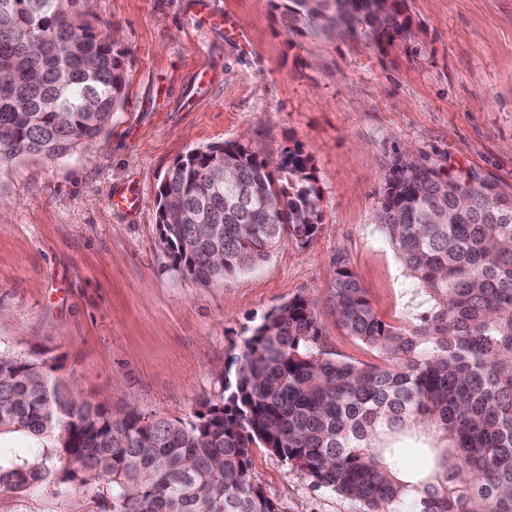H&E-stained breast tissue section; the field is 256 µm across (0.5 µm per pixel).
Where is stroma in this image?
<instances>
[{
  "mask_svg": "<svg viewBox=\"0 0 512 512\" xmlns=\"http://www.w3.org/2000/svg\"><path fill=\"white\" fill-rule=\"evenodd\" d=\"M208 2L244 25L245 45L194 25L198 0H77L79 19L113 38L122 106L90 149L0 169V354L54 359L116 417L185 419L218 400L244 339L299 297L322 351L380 362L327 299L341 254L385 322L408 329L429 309L375 219L396 165L472 169L512 191V0H405L407 32L369 39L290 29L282 0ZM235 141L263 157L301 147L322 223L310 243L284 238L266 262L202 286L166 269L158 186L188 152ZM125 187L137 212L111 206ZM252 468L280 512L353 510L265 449ZM0 512H112V492L53 480L0 493Z\"/></svg>",
  "mask_w": 512,
  "mask_h": 512,
  "instance_id": "obj_1",
  "label": "stroma"
}]
</instances>
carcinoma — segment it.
I'll list each match as a JSON object with an SVG mask.
<instances>
[{
    "label": "carcinoma",
    "mask_w": 512,
    "mask_h": 512,
    "mask_svg": "<svg viewBox=\"0 0 512 512\" xmlns=\"http://www.w3.org/2000/svg\"><path fill=\"white\" fill-rule=\"evenodd\" d=\"M76 2L0 0V167L89 147L121 104L111 37L79 20ZM401 2L288 0L284 15L314 35L367 38L405 30ZM310 170L298 147L274 170L237 142L189 152L156 197L168 269L205 286L266 261L286 236L310 242L321 224ZM377 221L433 301L396 328L336 258L337 322L383 363L318 350L302 298L264 316L224 369L220 402L186 420L115 418L77 397L52 359L1 355L0 437L23 434L35 450L0 459V489L104 478L112 512H279L252 471L263 448L355 512H512V192L475 171L402 162ZM411 452L425 468L406 470Z\"/></svg>",
    "instance_id": "obj_1"
}]
</instances>
